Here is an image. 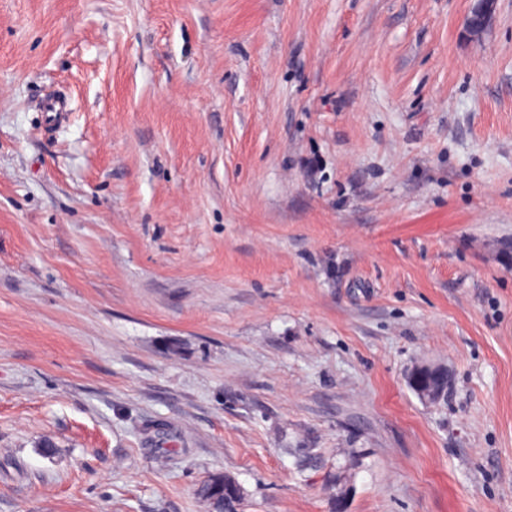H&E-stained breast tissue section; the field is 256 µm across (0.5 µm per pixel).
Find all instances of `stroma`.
<instances>
[{
	"mask_svg": "<svg viewBox=\"0 0 512 512\" xmlns=\"http://www.w3.org/2000/svg\"><path fill=\"white\" fill-rule=\"evenodd\" d=\"M474 4L0 0V512H512V0ZM495 4V0H477L475 7L466 19V28L472 32L485 29L493 18ZM418 396L431 405L448 398V368L442 365H415L407 376ZM229 484L236 483L229 477L225 480L223 475H213L202 485L200 494L210 501L218 512H224V499L236 507L241 499L238 487L231 489L225 486L224 488V485Z\"/></svg>",
	"mask_w": 512,
	"mask_h": 512,
	"instance_id": "stroma-1",
	"label": "stroma"
}]
</instances>
